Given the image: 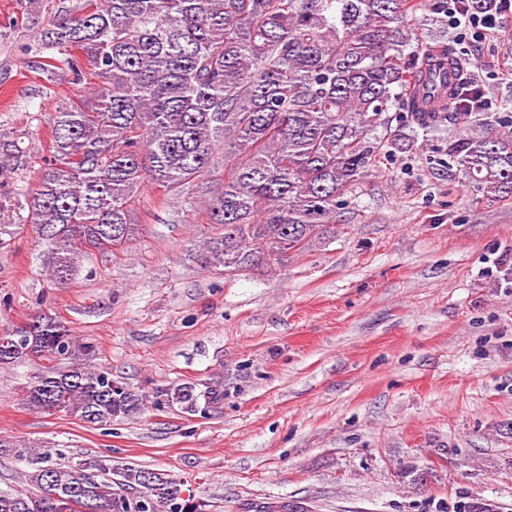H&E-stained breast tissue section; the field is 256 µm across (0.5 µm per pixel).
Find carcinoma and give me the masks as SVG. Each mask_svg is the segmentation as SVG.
Masks as SVG:
<instances>
[{
	"instance_id": "1",
	"label": "carcinoma",
	"mask_w": 512,
	"mask_h": 512,
	"mask_svg": "<svg viewBox=\"0 0 512 512\" xmlns=\"http://www.w3.org/2000/svg\"><path fill=\"white\" fill-rule=\"evenodd\" d=\"M422 0H59L37 31L62 72L99 83L50 113L38 178L22 132L0 136L3 198L24 197L27 221L51 252V280L69 284L77 259L114 256L136 239L134 210L151 184L208 225L200 260L228 273L302 253L336 222L341 197L381 157L405 149L390 113L414 133L448 125V158L495 200L512 197V115L485 112L465 81L469 62L445 41L419 38ZM224 168V179L216 178ZM79 342L43 314L15 330L0 365L32 357L51 367L26 391L34 411H64L93 426L131 417L146 395L89 362ZM166 396L206 413L222 394L183 386ZM24 461L27 488L1 490L0 512H204L162 473L101 459H54L52 448L0 438ZM463 512H500L476 498ZM259 512H305L294 501Z\"/></svg>"
}]
</instances>
